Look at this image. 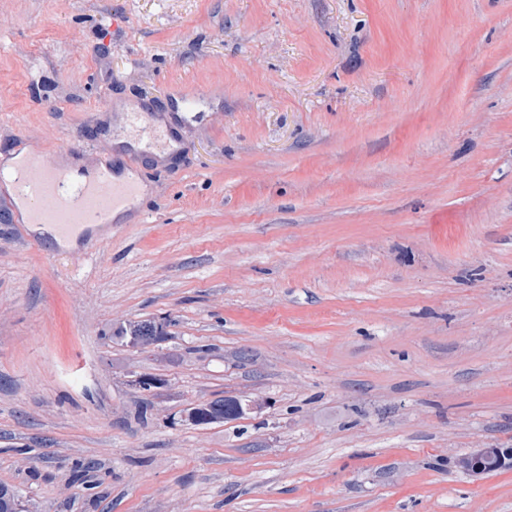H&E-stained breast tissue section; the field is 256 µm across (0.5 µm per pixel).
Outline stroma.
<instances>
[{
    "label": "stroma",
    "mask_w": 512,
    "mask_h": 512,
    "mask_svg": "<svg viewBox=\"0 0 512 512\" xmlns=\"http://www.w3.org/2000/svg\"><path fill=\"white\" fill-rule=\"evenodd\" d=\"M27 148L147 192L74 249L0 208L23 512H512L452 460L512 448V0H0ZM224 396L266 405L179 424ZM154 324H155L154 322L146 321V320L124 324L121 327H119V329L117 330V332L115 334H112L113 335L112 337L113 338L119 337L122 340L129 337V339H130L129 342H131L133 344L141 345V346L151 345L156 340L147 341L145 338L158 339L161 337V336H152L147 333L148 327H151Z\"/></svg>",
    "instance_id": "1"
}]
</instances>
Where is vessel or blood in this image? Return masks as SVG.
Wrapping results in <instances>:
<instances>
[{
	"instance_id": "b4317fda",
	"label": "vessel or blood",
	"mask_w": 512,
	"mask_h": 512,
	"mask_svg": "<svg viewBox=\"0 0 512 512\" xmlns=\"http://www.w3.org/2000/svg\"><path fill=\"white\" fill-rule=\"evenodd\" d=\"M130 182L115 180L106 170L85 182H76L64 171L37 162L0 177V203L26 199L29 223L51 224L60 231L88 223L91 216L106 219L135 194Z\"/></svg>"
}]
</instances>
